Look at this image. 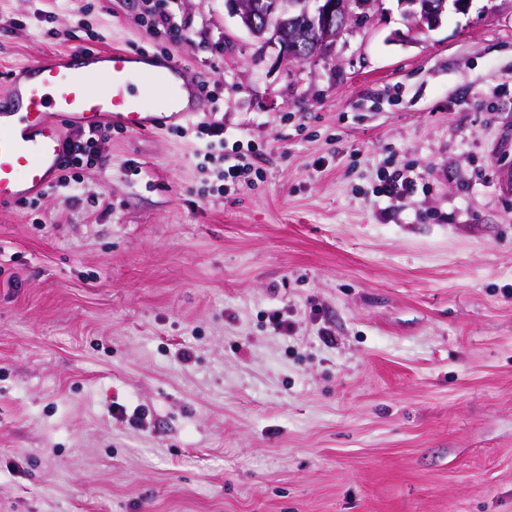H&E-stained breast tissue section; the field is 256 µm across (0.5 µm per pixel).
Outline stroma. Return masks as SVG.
<instances>
[{"instance_id":"obj_1","label":"stroma","mask_w":512,"mask_h":512,"mask_svg":"<svg viewBox=\"0 0 512 512\" xmlns=\"http://www.w3.org/2000/svg\"><path fill=\"white\" fill-rule=\"evenodd\" d=\"M141 11L0 0V82L154 51ZM173 11L224 82L196 122L264 177L209 196L194 134L122 132L0 207V512H512V0L421 34L383 0L303 62L225 0ZM388 162L428 192L375 197Z\"/></svg>"}]
</instances>
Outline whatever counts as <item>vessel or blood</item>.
Segmentation results:
<instances>
[{
  "label": "vessel or blood",
  "mask_w": 512,
  "mask_h": 512,
  "mask_svg": "<svg viewBox=\"0 0 512 512\" xmlns=\"http://www.w3.org/2000/svg\"><path fill=\"white\" fill-rule=\"evenodd\" d=\"M94 78L105 90L91 87ZM151 82L163 94L146 96ZM201 100L196 75L164 53L75 50L15 69L0 84V206L36 197L55 181L65 127L155 134L190 121Z\"/></svg>",
  "instance_id": "obj_1"
}]
</instances>
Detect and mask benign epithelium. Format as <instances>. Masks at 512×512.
Here are the masks:
<instances>
[{"label":"benign epithelium","instance_id":"obj_1","mask_svg":"<svg viewBox=\"0 0 512 512\" xmlns=\"http://www.w3.org/2000/svg\"><path fill=\"white\" fill-rule=\"evenodd\" d=\"M471 0H401L404 15L413 28L427 32L440 26L449 11L465 9ZM229 13L238 18L252 34L260 36L268 31L267 17L257 21L258 12L253 0H226ZM279 12L277 31L280 37L282 56L290 61H304L313 56L331 52L345 29L359 15L350 11L342 0H271L269 12ZM306 20V29L315 33L320 49L310 54L301 50L300 40L285 34L287 28L300 19Z\"/></svg>","mask_w":512,"mask_h":512}]
</instances>
